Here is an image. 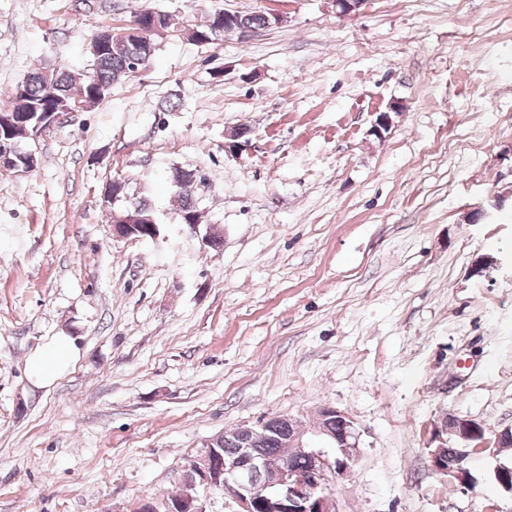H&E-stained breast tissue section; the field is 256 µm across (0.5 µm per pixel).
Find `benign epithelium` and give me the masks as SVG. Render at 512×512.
Returning <instances> with one entry per match:
<instances>
[{
	"label": "benign epithelium",
	"mask_w": 512,
	"mask_h": 512,
	"mask_svg": "<svg viewBox=\"0 0 512 512\" xmlns=\"http://www.w3.org/2000/svg\"><path fill=\"white\" fill-rule=\"evenodd\" d=\"M36 163V156L31 152L21 154L13 144L0 147L1 168L28 172ZM153 227L155 222L139 223L125 209L112 213V236L116 238L145 236ZM318 423L319 446L307 437L308 430L299 425L291 427L284 436L288 446L307 459L303 471L286 461L265 459L249 448L238 449L235 456H224L215 448H206L192 460L189 469L199 477V485L224 488L238 503V512H335L331 486L356 461L359 434L352 418L335 407H322L318 411ZM452 437L461 445L448 447V439ZM507 440L512 441V428L491 433L474 419L450 414L431 424V467L468 489L475 484L468 468L472 453H498ZM175 503L176 508L168 512H206L200 497L189 492L177 497Z\"/></svg>",
	"instance_id": "7a95c632"
}]
</instances>
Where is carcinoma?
Segmentation results:
<instances>
[{
    "mask_svg": "<svg viewBox=\"0 0 512 512\" xmlns=\"http://www.w3.org/2000/svg\"><path fill=\"white\" fill-rule=\"evenodd\" d=\"M145 22V34L132 37L122 31L100 30L95 36L106 39L105 48L90 54L91 63L73 70L65 66H43L37 68L19 82L12 93L7 111L14 113L17 123L12 125L10 141L15 145L27 138L35 123L34 112H85L88 108L103 102L112 90L113 84L122 81L130 73L143 66L153 56L156 45L152 39L155 29L165 32L185 30L183 19L173 13L143 9L135 14ZM221 33L214 35L207 27H198L192 40L200 44H210L224 37L227 31H236L241 27L259 29L274 23V18L259 13L231 12L229 23L224 17H218ZM194 174L184 172L175 179L179 189L178 197L182 213L195 219L199 218L196 201L189 193ZM288 432V424L268 419L263 425L252 429L254 452L265 458L286 460L298 469L307 465L305 458L295 454L293 449L282 440Z\"/></svg>",
    "mask_w": 512,
    "mask_h": 512,
    "instance_id": "obj_1",
    "label": "carcinoma"
}]
</instances>
